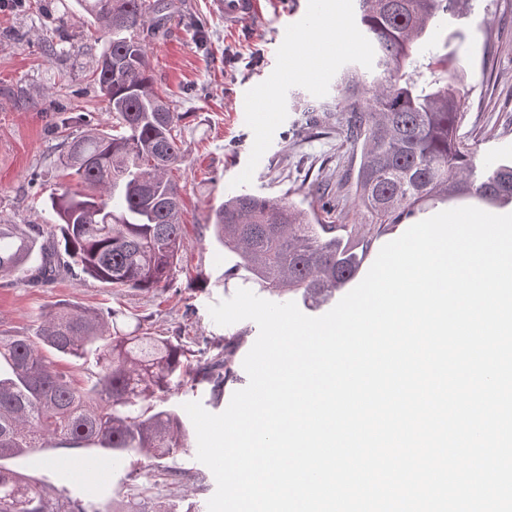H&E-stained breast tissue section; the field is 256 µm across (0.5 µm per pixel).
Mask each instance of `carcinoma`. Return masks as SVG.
Listing matches in <instances>:
<instances>
[{
  "mask_svg": "<svg viewBox=\"0 0 512 512\" xmlns=\"http://www.w3.org/2000/svg\"><path fill=\"white\" fill-rule=\"evenodd\" d=\"M105 36L93 75L112 115V132L90 128L64 142L68 180L51 198L55 221L0 223V278L43 284L60 273L115 291L173 286L182 260L183 200L172 172L181 163L184 113L174 112L153 78L143 34L164 36L168 0H77ZM466 0H356L359 28L373 45L371 79L347 66L337 79L336 111L360 151L356 192L373 221L355 252L345 224H321L316 186L305 210L285 201L238 195L214 211L213 233L261 288L331 298L360 271L375 239L435 197L512 200V166L478 167L460 133L463 63L436 50L430 28ZM90 364L75 385L41 347ZM236 339L219 352L198 350L196 366L182 336H166L122 309L94 311L62 303L45 311L32 336H0V460L24 469L40 452L80 449L89 467L118 468L137 455L175 458L187 451L184 416L165 405L172 388L211 385L220 399L234 377ZM40 481L0 466V512H112L104 487L75 483L49 498Z\"/></svg>",
  "mask_w": 512,
  "mask_h": 512,
  "instance_id": "1",
  "label": "carcinoma"
}]
</instances>
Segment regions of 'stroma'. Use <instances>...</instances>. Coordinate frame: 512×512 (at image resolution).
Segmentation results:
<instances>
[{
  "label": "stroma",
  "instance_id": "obj_1",
  "mask_svg": "<svg viewBox=\"0 0 512 512\" xmlns=\"http://www.w3.org/2000/svg\"><path fill=\"white\" fill-rule=\"evenodd\" d=\"M260 16L237 28L224 24L212 0H172L168 33L146 38L152 73L175 111L184 113L182 163L175 176L184 199L183 263L171 289L159 294L111 288L66 274L46 285L0 280V335H33L38 319L58 303L88 309L121 308L171 336L200 341L243 335L234 355L236 380L227 382L220 401L209 385L175 390L170 402L197 401L211 413L227 408L232 394L247 386L243 360L259 329L245 320L217 325L210 305L252 288L247 272L225 274L238 262L214 238V210L230 194L289 198L307 205L312 182L345 179L333 221L348 227L359 246L371 218L347 182L352 158L335 122L311 127L308 104L336 107V79L349 61L361 71L373 66L371 51L339 52L315 63L309 48L327 38L325 17L339 6L346 35L361 42L354 0H263ZM295 23L288 48L277 44L287 13ZM437 45L467 63L469 96L463 133L470 135L478 160L512 158V0H470L454 17L432 30ZM104 40L83 17L76 0H27L24 7H0V220L41 224L58 188L63 134L83 126L110 129L107 103L91 80ZM84 115L86 125L62 126L64 118ZM207 277L209 285L184 293L188 278ZM184 479L137 486L124 469L100 468L89 479L110 485L116 501H133L135 512H208L216 490L193 451L175 461Z\"/></svg>",
  "mask_w": 512,
  "mask_h": 512
}]
</instances>
